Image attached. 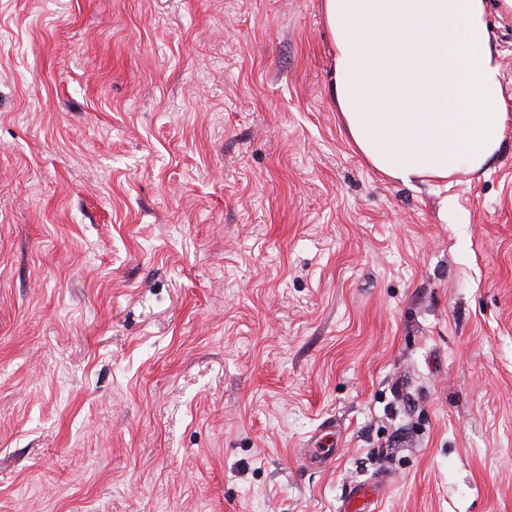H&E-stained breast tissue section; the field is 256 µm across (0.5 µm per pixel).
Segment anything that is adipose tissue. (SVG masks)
Wrapping results in <instances>:
<instances>
[{"instance_id":"1","label":"adipose tissue","mask_w":512,"mask_h":512,"mask_svg":"<svg viewBox=\"0 0 512 512\" xmlns=\"http://www.w3.org/2000/svg\"><path fill=\"white\" fill-rule=\"evenodd\" d=\"M495 8L512 0H321L332 99L380 174L444 182L493 164L507 118Z\"/></svg>"}]
</instances>
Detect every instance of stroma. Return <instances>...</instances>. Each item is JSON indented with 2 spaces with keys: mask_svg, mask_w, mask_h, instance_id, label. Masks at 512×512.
Returning a JSON list of instances; mask_svg holds the SVG:
<instances>
[{
  "mask_svg": "<svg viewBox=\"0 0 512 512\" xmlns=\"http://www.w3.org/2000/svg\"><path fill=\"white\" fill-rule=\"evenodd\" d=\"M493 23L495 162L406 186L320 0H0V512H512Z\"/></svg>",
  "mask_w": 512,
  "mask_h": 512,
  "instance_id": "1",
  "label": "stroma"
}]
</instances>
